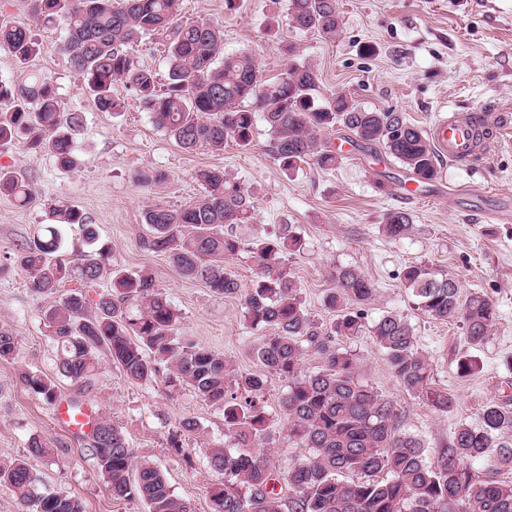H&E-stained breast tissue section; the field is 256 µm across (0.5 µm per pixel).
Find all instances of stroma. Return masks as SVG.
I'll return each mask as SVG.
<instances>
[{
  "label": "stroma",
  "instance_id": "obj_1",
  "mask_svg": "<svg viewBox=\"0 0 512 512\" xmlns=\"http://www.w3.org/2000/svg\"><path fill=\"white\" fill-rule=\"evenodd\" d=\"M338 6L341 31L332 40L291 27L288 0H180L179 19L222 25L225 52L252 54L269 77L283 71L286 49L295 46L317 71L319 98L344 94L368 110L403 113L423 130L450 110L489 104L512 110V0H338ZM35 35L40 51L27 70L50 78L66 111L82 115L84 151L78 167L65 170L49 153L19 143L0 147V165L28 176L39 198L37 205L21 208L0 195V327L18 339L15 358L0 360V460L27 457L29 438L42 436L53 456L28 458L41 486L76 496L85 512H144L139 503L112 499L87 437L68 432L17 380L24 370L54 368L56 348L41 313L45 301L14 260L49 223L47 206L53 201H70L91 217L114 264L154 278L180 313L181 335L224 355L237 370H256L251 348L261 333L246 323L240 301L183 278L166 255L139 244L144 207L157 198L180 205L200 195L197 173L205 168L223 169L252 192L253 219L235 227L242 239L294 226L304 249L287 254L286 269L314 319L332 321L323 297L333 286L331 271L345 266L360 271L376 289L365 308L366 324L389 311L407 318L433 365L434 389L450 398L447 408L407 394L371 336L340 344L356 354L360 380L394 403L401 430L422 439L429 457L448 446L459 424L480 425L489 402L512 398V223L481 219L489 210L512 212V129L494 153L474 164L439 163L429 182L414 180L381 146L355 141L338 127L327 131V139L355 142L357 155L343 156L330 171L305 163L289 173L274 160L270 131L261 119L250 148L230 143L220 153L189 152L156 127L123 84H115L113 92L124 100L125 111L117 116L99 111L70 65L64 27L40 28ZM366 42L375 48L369 57L359 53ZM139 171H159L166 180L158 186L135 182ZM392 210L411 217L408 234L398 241L382 230L383 217ZM409 262L455 277L462 296L491 299L496 320L481 346L467 344L461 321L434 320L417 309L399 278ZM467 355L478 368L463 377L457 363ZM284 390L283 382L270 378L265 399L276 457L285 468L305 451L283 430ZM85 400L122 428L135 461L158 466L176 495L189 500L195 512H209L208 491L219 476L208 450L225 442L222 411L188 388L131 383L105 358ZM186 416L199 421L202 433L187 440L190 455L184 458L170 451L167 436Z\"/></svg>",
  "mask_w": 512,
  "mask_h": 512
}]
</instances>
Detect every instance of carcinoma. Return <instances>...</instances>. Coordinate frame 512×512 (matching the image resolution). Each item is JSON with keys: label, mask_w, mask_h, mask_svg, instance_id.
<instances>
[{"label": "carcinoma", "mask_w": 512, "mask_h": 512, "mask_svg": "<svg viewBox=\"0 0 512 512\" xmlns=\"http://www.w3.org/2000/svg\"><path fill=\"white\" fill-rule=\"evenodd\" d=\"M180 0H35L34 26L63 23L66 51L74 71L98 109L115 115L125 108L114 96L117 82L129 87L154 123L182 149L212 152L233 142L246 149L261 113L272 134L273 158L284 170L312 162L332 170L340 162L324 132L342 126L360 140L380 144L421 182L438 175V158L424 131L400 112L369 111L338 94L316 103L315 69L296 61L288 46V66L267 79L249 54L224 53V31L214 22L180 23ZM293 26L334 38L341 27L337 0H288ZM146 36L165 46L167 82L158 86L154 72L141 66L128 46ZM8 46L20 68L38 54L28 27L0 23V44ZM0 144L18 141L35 153H51L59 165H77L82 151L77 133L81 117L65 111L57 88L47 78L0 80ZM203 193L179 206L157 200L142 220L148 233L141 247L166 255L179 274L198 280L212 293L242 301L254 329L268 335L253 348L259 370L234 369L206 346L177 334L180 314L152 277L112 264L111 251L99 242L90 217L67 201L50 203L54 223L44 224L17 254L30 287L47 304L43 323L58 348L54 373L22 372L18 381L45 404L58 398L59 379L87 389L104 353L132 383L187 386L224 415V436L231 445L209 451L211 468L221 475L209 491V512H512V483L482 478L468 462L490 457L512 470V448L498 442L512 431V404L493 401L481 413V425L462 423L448 447L427 461L421 439L403 432L393 403L357 376L355 354L336 338L367 330L407 393L425 396L438 408L448 395L433 388L432 365L419 349L408 320L382 315L370 327L364 308L375 298L373 283L358 270L339 267L324 306L335 313L324 324L309 315L300 289L285 268V254L303 242L284 224L275 236L241 239L233 226L252 217L254 201L224 170L197 173ZM0 194L25 208L38 197L29 178L0 166ZM76 227L87 250L69 259L62 227ZM410 230V216L385 214L383 231L396 241ZM246 251L255 277L241 283L224 260ZM417 309L439 320L462 321L466 341L482 345L494 324L490 300L473 295L461 300L458 284L423 263H410L400 274ZM109 279L107 290L91 300L85 289ZM68 282L78 286L62 295ZM18 341L0 328V360L13 358ZM319 360L314 370L304 361ZM285 382L280 401L288 440L307 450L283 471L271 454V415L265 400L268 379ZM194 417L179 420L168 447L187 456L185 437L200 432ZM89 449L112 497L137 501L146 512H194L177 496L159 469L143 462L130 477L134 459L122 428L105 418L88 436ZM0 486L10 489L23 512H83L81 501L62 490H42L25 459L0 461Z\"/></svg>", "instance_id": "carcinoma-1"}]
</instances>
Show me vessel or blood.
Segmentation results:
<instances>
[{
  "instance_id": "1",
  "label": "vessel or blood",
  "mask_w": 512,
  "mask_h": 512,
  "mask_svg": "<svg viewBox=\"0 0 512 512\" xmlns=\"http://www.w3.org/2000/svg\"><path fill=\"white\" fill-rule=\"evenodd\" d=\"M512 116L505 112H491L487 108L453 111L430 128V136L439 157L449 164L462 165L475 161L494 149ZM53 416L75 434L91 432L97 422V412L89 406L74 413L65 401L59 400L51 407Z\"/></svg>"
}]
</instances>
